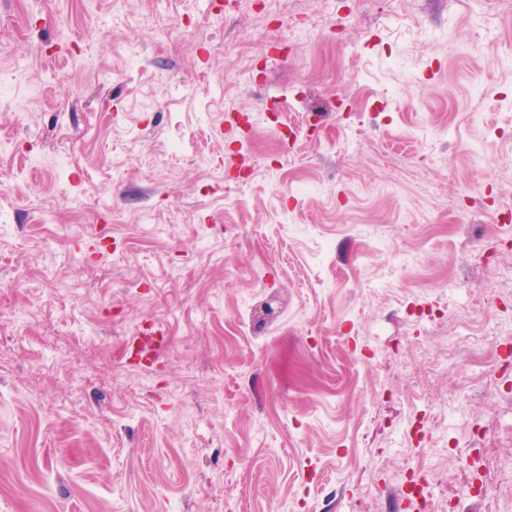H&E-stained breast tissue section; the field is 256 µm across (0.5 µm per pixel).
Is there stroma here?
<instances>
[{
    "mask_svg": "<svg viewBox=\"0 0 512 512\" xmlns=\"http://www.w3.org/2000/svg\"><path fill=\"white\" fill-rule=\"evenodd\" d=\"M507 210L512 0H0V512H512ZM431 470L421 465L411 468L404 486L406 494L417 505L418 512H436L432 494Z\"/></svg>",
    "mask_w": 512,
    "mask_h": 512,
    "instance_id": "1",
    "label": "stroma"
}]
</instances>
